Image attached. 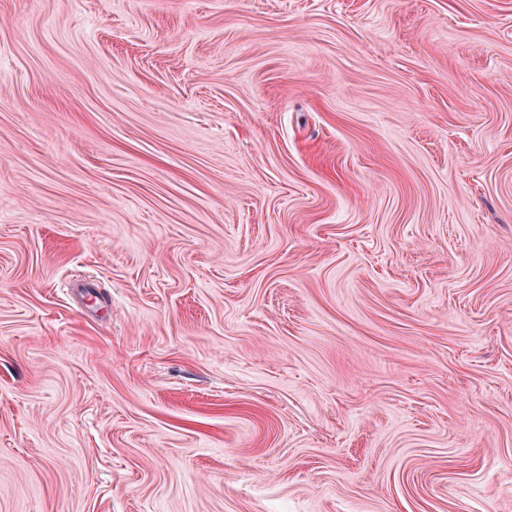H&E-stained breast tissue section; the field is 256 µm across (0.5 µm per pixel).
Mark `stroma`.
<instances>
[{
    "mask_svg": "<svg viewBox=\"0 0 512 512\" xmlns=\"http://www.w3.org/2000/svg\"><path fill=\"white\" fill-rule=\"evenodd\" d=\"M0 512H512V0H0Z\"/></svg>",
    "mask_w": 512,
    "mask_h": 512,
    "instance_id": "stroma-1",
    "label": "stroma"
}]
</instances>
